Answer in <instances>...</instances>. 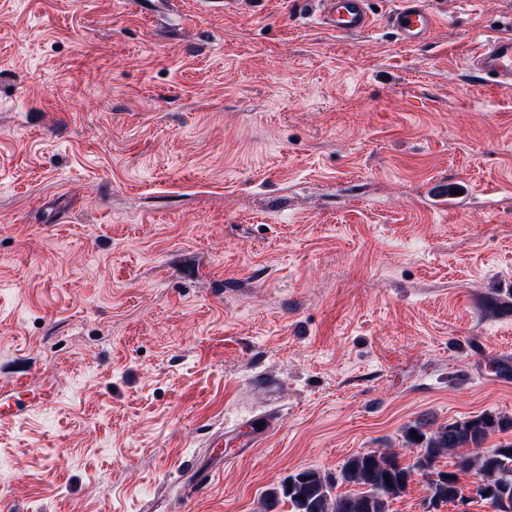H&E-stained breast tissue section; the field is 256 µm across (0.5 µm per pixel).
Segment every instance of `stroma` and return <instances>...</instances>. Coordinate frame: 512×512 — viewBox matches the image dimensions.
Instances as JSON below:
<instances>
[{
    "mask_svg": "<svg viewBox=\"0 0 512 512\" xmlns=\"http://www.w3.org/2000/svg\"><path fill=\"white\" fill-rule=\"evenodd\" d=\"M423 2L0 0V512H262L512 415V0ZM322 24L336 35L368 31L374 24L369 0H317ZM388 24L403 42L419 44L436 28L437 18L420 1L402 0L390 12ZM468 67L489 85L512 89V31L483 41L469 58Z\"/></svg>",
    "mask_w": 512,
    "mask_h": 512,
    "instance_id": "obj_1",
    "label": "stroma"
}]
</instances>
